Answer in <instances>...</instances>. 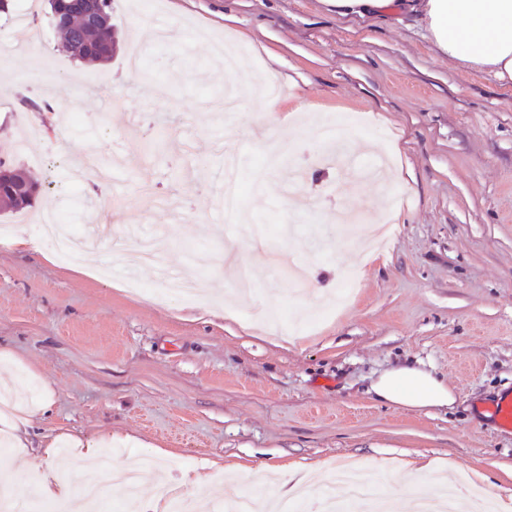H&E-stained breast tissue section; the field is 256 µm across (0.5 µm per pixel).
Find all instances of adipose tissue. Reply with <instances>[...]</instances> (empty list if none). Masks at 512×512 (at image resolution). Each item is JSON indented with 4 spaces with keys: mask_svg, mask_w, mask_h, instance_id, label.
I'll return each instance as SVG.
<instances>
[{
    "mask_svg": "<svg viewBox=\"0 0 512 512\" xmlns=\"http://www.w3.org/2000/svg\"><path fill=\"white\" fill-rule=\"evenodd\" d=\"M321 10L338 19L361 18L395 25L414 20L432 49L461 69L478 72L503 86L512 85V0H318ZM370 395L381 402L411 410L443 409L456 404L454 390L433 372L413 365L391 368L374 380ZM29 421L9 420L4 430L15 448L12 467L0 471V489L19 494L28 473L37 476L41 500L92 512V502L78 498L62 479L56 461L58 442L33 450Z\"/></svg>",
    "mask_w": 512,
    "mask_h": 512,
    "instance_id": "obj_1",
    "label": "adipose tissue"
}]
</instances>
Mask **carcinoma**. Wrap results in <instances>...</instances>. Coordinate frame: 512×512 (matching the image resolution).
<instances>
[{"instance_id": "1", "label": "carcinoma", "mask_w": 512, "mask_h": 512, "mask_svg": "<svg viewBox=\"0 0 512 512\" xmlns=\"http://www.w3.org/2000/svg\"><path fill=\"white\" fill-rule=\"evenodd\" d=\"M50 23L58 34L56 50L88 64L100 65L112 59V0H93L106 22L90 25L82 13L72 9L71 0H49ZM39 196V184L27 173L0 157V213H21Z\"/></svg>"}]
</instances>
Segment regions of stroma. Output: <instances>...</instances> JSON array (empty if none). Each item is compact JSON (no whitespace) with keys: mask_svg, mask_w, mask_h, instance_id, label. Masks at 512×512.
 <instances>
[{"mask_svg":"<svg viewBox=\"0 0 512 512\" xmlns=\"http://www.w3.org/2000/svg\"><path fill=\"white\" fill-rule=\"evenodd\" d=\"M110 62L84 65L0 25L10 47L0 84L45 66L75 79L68 109L79 123L46 132L37 113L0 96V141L44 185L26 215L0 214V405L48 402L29 429L44 435L135 437L124 456L150 459L158 483L195 470L203 512L223 506L228 479L257 494L267 478L305 477L307 512L345 499L332 467L386 474L385 499L439 491L459 471L512 512V429L486 411L512 393V86L438 56L406 25L339 21L317 0H112ZM244 51L242 92L229 87L218 44ZM144 69L131 71L132 54ZM285 87L274 110L311 105L305 120L266 130L253 83ZM346 115L350 154H394L399 206L384 210L369 186L342 188L317 133ZM296 150L263 170L270 141ZM123 158L117 179L89 191L76 175L86 153ZM252 185L226 218L224 160ZM118 208L120 247L159 233L164 264L213 298L165 297L149 264L119 260L108 243L54 259L37 219L94 226ZM388 218L390 239L367 253L359 230ZM270 227L268 244L309 276L290 294V268L268 267L240 245L244 225ZM41 252L19 249L18 237ZM237 245L238 260L224 258ZM408 363L448 381L450 409L409 410L371 397L372 381Z\"/></svg>","mask_w":512,"mask_h":512,"instance_id":"stroma-1","label":"stroma"}]
</instances>
